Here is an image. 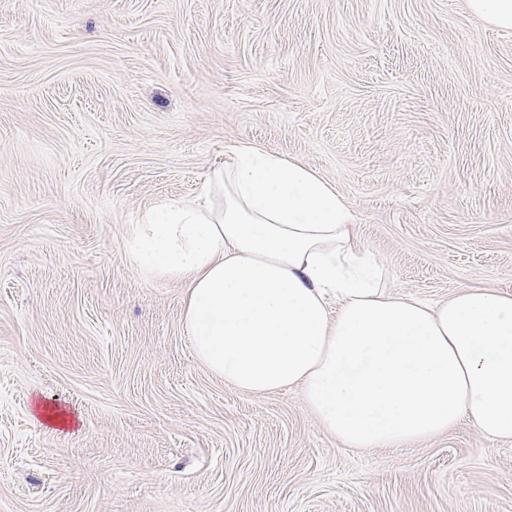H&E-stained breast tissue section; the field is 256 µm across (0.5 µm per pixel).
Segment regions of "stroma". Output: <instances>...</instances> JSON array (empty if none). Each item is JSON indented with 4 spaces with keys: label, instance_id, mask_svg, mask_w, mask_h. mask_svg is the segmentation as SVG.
Instances as JSON below:
<instances>
[{
    "label": "stroma",
    "instance_id": "35a3bbf8",
    "mask_svg": "<svg viewBox=\"0 0 512 512\" xmlns=\"http://www.w3.org/2000/svg\"><path fill=\"white\" fill-rule=\"evenodd\" d=\"M241 143L331 183L398 291L512 295V30L463 0H0V512H512V441L344 452L195 360L123 240ZM57 407H52L48 403H39L36 408V414L33 413V419L40 425L50 424L60 428H67L71 419L65 412L57 411Z\"/></svg>",
    "mask_w": 512,
    "mask_h": 512
}]
</instances>
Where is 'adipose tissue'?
Here are the masks:
<instances>
[{"instance_id":"adipose-tissue-1","label":"adipose tissue","mask_w":512,"mask_h":512,"mask_svg":"<svg viewBox=\"0 0 512 512\" xmlns=\"http://www.w3.org/2000/svg\"><path fill=\"white\" fill-rule=\"evenodd\" d=\"M356 218L307 165L242 144L199 197L131 225L139 275L182 285L197 361L238 392L297 391L342 450L407 448L470 423L512 440V296L387 287Z\"/></svg>"}]
</instances>
